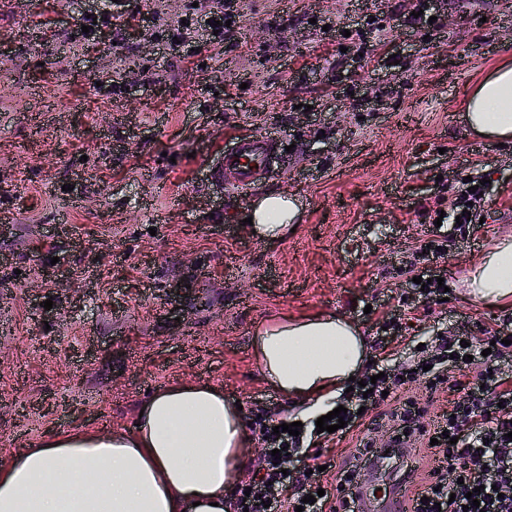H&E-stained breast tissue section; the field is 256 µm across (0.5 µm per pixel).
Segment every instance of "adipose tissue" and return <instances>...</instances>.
<instances>
[{
	"mask_svg": "<svg viewBox=\"0 0 512 512\" xmlns=\"http://www.w3.org/2000/svg\"><path fill=\"white\" fill-rule=\"evenodd\" d=\"M475 133L512 141V64H501L467 99ZM258 237L287 236L299 215L283 193L251 211ZM479 302L512 300V238L498 241L469 274ZM364 340L341 317H283L256 336L258 366L275 389L298 402L335 397L356 375ZM129 431H61L0 461V512H224L250 434L243 414L205 384L157 389Z\"/></svg>",
	"mask_w": 512,
	"mask_h": 512,
	"instance_id": "ef3b65f1",
	"label": "adipose tissue"
}]
</instances>
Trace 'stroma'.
Segmentation results:
<instances>
[{"label":"stroma","instance_id":"obj_1","mask_svg":"<svg viewBox=\"0 0 512 512\" xmlns=\"http://www.w3.org/2000/svg\"><path fill=\"white\" fill-rule=\"evenodd\" d=\"M233 6L217 38L194 0H0V458L53 431L132 427L151 390L184 381L222 388L251 422L313 420L322 407L262 376L255 329L335 313L378 359V322L409 311L397 296L430 237L422 206L469 175L487 180L483 220L437 262L447 301L403 335L414 348L512 316L463 296L512 235V144L461 120L512 60V0ZM268 132L283 145L268 180L217 181L226 148ZM279 191L298 227L254 237L251 200Z\"/></svg>","mask_w":512,"mask_h":512}]
</instances>
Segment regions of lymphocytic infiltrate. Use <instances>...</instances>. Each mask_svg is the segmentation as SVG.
Here are the masks:
<instances>
[{
	"instance_id": "lymphocytic-infiltrate-1",
	"label": "lymphocytic infiltrate",
	"mask_w": 512,
	"mask_h": 512,
	"mask_svg": "<svg viewBox=\"0 0 512 512\" xmlns=\"http://www.w3.org/2000/svg\"><path fill=\"white\" fill-rule=\"evenodd\" d=\"M455 243L454 234L437 233L432 239V254H416L405 267L411 289L423 302L442 299L437 270L428 258L448 256ZM472 355L478 368L475 380L457 383L459 398L449 412L440 415L433 431L421 423L423 407L416 401L383 409V392H395L415 382L418 370H425L430 388L447 383L448 371L464 368V355ZM512 356V321L504 320L485 336H435L420 355L402 362L399 372L386 373L377 380L372 393L363 387L342 394L339 403L346 412L344 428L337 433L317 432L315 422L305 423L299 435L273 434L278 421L266 418L271 432L262 440L258 474L250 486H237L233 512H349L348 501L336 496L341 483L350 482L354 474L347 465H339L335 477L311 470L309 460L313 446H325L333 436H346L364 423L391 425L394 433L391 448L405 447L412 434H432L435 467L418 489L420 496L415 512H512V372L501 366L504 356ZM475 492L477 505L467 502V492ZM312 502H305V495Z\"/></svg>"
}]
</instances>
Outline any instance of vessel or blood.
<instances>
[{"mask_svg": "<svg viewBox=\"0 0 512 512\" xmlns=\"http://www.w3.org/2000/svg\"><path fill=\"white\" fill-rule=\"evenodd\" d=\"M279 149V139L273 135H249L239 138L225 151L218 177L224 185L247 191L271 173L270 162ZM413 486L397 482L385 496V512H412Z\"/></svg>", "mask_w": 512, "mask_h": 512, "instance_id": "1", "label": "vessel or blood"}]
</instances>
